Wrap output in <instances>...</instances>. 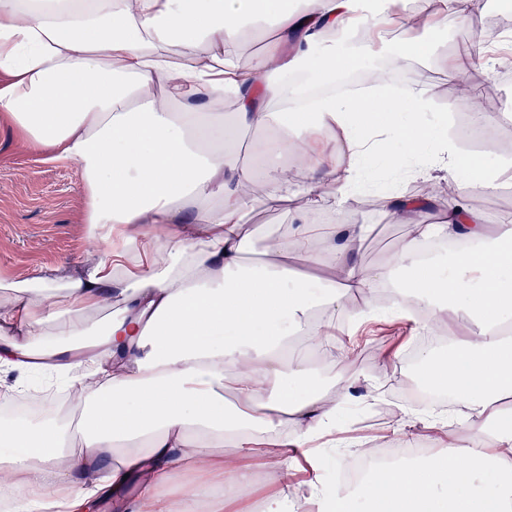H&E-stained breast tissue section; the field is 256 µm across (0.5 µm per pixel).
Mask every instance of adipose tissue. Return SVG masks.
Wrapping results in <instances>:
<instances>
[{
	"instance_id": "obj_1",
	"label": "adipose tissue",
	"mask_w": 512,
	"mask_h": 512,
	"mask_svg": "<svg viewBox=\"0 0 512 512\" xmlns=\"http://www.w3.org/2000/svg\"><path fill=\"white\" fill-rule=\"evenodd\" d=\"M386 21L385 0H0V121L43 161L80 166L95 249L70 276H0V365L65 378L71 407L0 420L9 512H43L48 489L61 492L55 512H87L105 496L142 512L179 471L181 512H283L279 492H258L264 447L279 448L284 468L320 441L342 455L356 440L338 416L383 397L346 387L320 397L309 355L331 356L337 313L362 319L405 263L399 303L445 325L458 310L471 319L462 349L421 362L425 383L455 402L430 428L469 435L434 459L372 468L368 512H512V410L500 406L512 396V335L497 328L512 319V223L491 229L462 197L395 193L383 204L410 231L375 268L357 262L368 225L314 224L303 211L263 234L266 263L244 259L257 166L270 168L263 206L287 199L293 169L320 208L349 205L374 156L396 170L431 161L429 94L326 97L287 113L301 82H333L359 62L337 36L373 37ZM257 25L269 42L241 65L236 48ZM258 129L269 136L249 152L230 145ZM334 138L335 158L320 149ZM328 183L335 192L321 194ZM430 205L445 225L419 221ZM446 225L471 245L449 278L419 251ZM224 446L233 455L218 456ZM98 462L107 475L87 487ZM306 485L310 512L356 502V490L318 477Z\"/></svg>"
}]
</instances>
